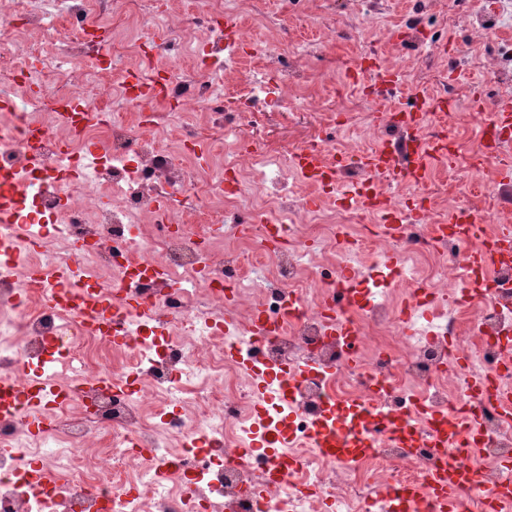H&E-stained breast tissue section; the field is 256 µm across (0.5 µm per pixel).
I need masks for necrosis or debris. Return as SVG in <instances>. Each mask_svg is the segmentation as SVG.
Returning <instances> with one entry per match:
<instances>
[{
    "label": "necrosis or debris",
    "instance_id": "necrosis-or-debris-1",
    "mask_svg": "<svg viewBox=\"0 0 512 512\" xmlns=\"http://www.w3.org/2000/svg\"><path fill=\"white\" fill-rule=\"evenodd\" d=\"M261 19L257 0H200L187 14L149 23L152 0H60L71 38L45 54L28 34L53 30V0L0 5V198L18 212L0 224L16 239L0 263V380L22 381L56 363L50 379L65 399L34 412L27 403L0 418V512H506L494 496L512 481V244L500 199L484 175L512 155L496 151L502 133L485 111L438 114L424 138L447 139L443 171L479 174L470 202L436 200L431 177L402 182L390 199L411 224L382 234V217L359 206L360 194L332 182L308 194L297 150L287 159L250 147L249 115L287 111L297 91L282 77L271 91L246 84V111L227 113L224 40L213 32L227 2ZM131 19L107 42L90 37L117 5ZM211 31L186 42L185 29ZM135 62L143 81L164 73L162 96L140 98L114 72L115 53ZM115 92L126 106L105 121L100 99ZM85 112L72 123L62 99ZM477 128L468 152L456 133ZM239 148L220 171L221 131ZM102 147L88 166L89 145ZM47 165L32 168L30 152ZM247 208L248 229L215 222L200 235L194 212ZM487 247L493 276L469 262ZM77 263L81 287L135 290L159 326L117 304L129 334L88 335L55 311L37 267L53 274ZM164 277H155L154 267ZM375 268L379 279L353 282ZM355 292L359 306L340 298ZM271 330L252 331L254 312ZM358 333L330 330L331 319ZM233 320L236 331L225 328ZM438 327L413 336L410 326ZM298 368L281 379L284 398L263 401L265 366ZM461 455L476 482L448 500H402L430 480L442 455ZM288 471L267 480L266 467ZM42 469L43 485L26 474Z\"/></svg>",
    "mask_w": 512,
    "mask_h": 512
}]
</instances>
